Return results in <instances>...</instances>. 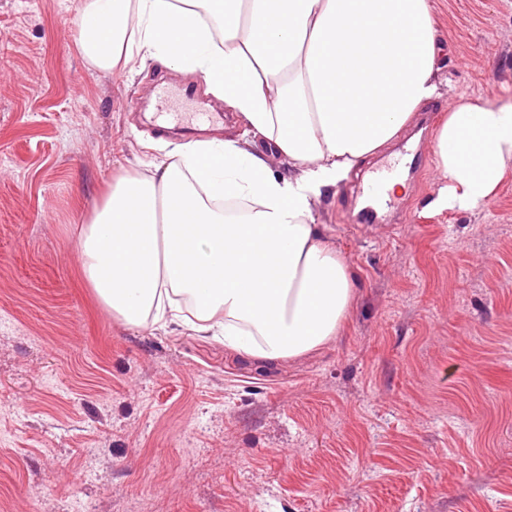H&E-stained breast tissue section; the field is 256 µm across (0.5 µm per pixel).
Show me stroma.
Wrapping results in <instances>:
<instances>
[{"instance_id":"1","label":"stroma","mask_w":512,"mask_h":512,"mask_svg":"<svg viewBox=\"0 0 512 512\" xmlns=\"http://www.w3.org/2000/svg\"><path fill=\"white\" fill-rule=\"evenodd\" d=\"M81 0H0V512H512V169L472 212L421 176L376 224L338 187L316 221L355 274L338 332L265 361L187 326L114 317L77 222L119 171L187 142L158 77L223 112L199 72L91 71ZM448 98L512 84V0H439Z\"/></svg>"}]
</instances>
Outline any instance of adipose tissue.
<instances>
[{
  "label": "adipose tissue",
  "mask_w": 512,
  "mask_h": 512,
  "mask_svg": "<svg viewBox=\"0 0 512 512\" xmlns=\"http://www.w3.org/2000/svg\"><path fill=\"white\" fill-rule=\"evenodd\" d=\"M438 0H83L79 46L107 72L203 73L261 150L179 146L121 173L78 228L85 280L127 324L170 320L263 359L335 336L354 297L315 203L442 94ZM432 153L434 211L471 212L512 168V86L457 97ZM287 174H272L269 157Z\"/></svg>",
  "instance_id": "1"
}]
</instances>
